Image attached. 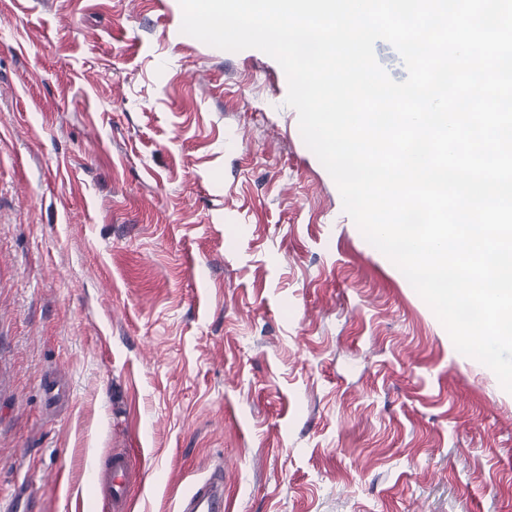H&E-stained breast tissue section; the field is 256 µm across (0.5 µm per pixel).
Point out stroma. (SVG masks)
Masks as SVG:
<instances>
[{
    "mask_svg": "<svg viewBox=\"0 0 512 512\" xmlns=\"http://www.w3.org/2000/svg\"><path fill=\"white\" fill-rule=\"evenodd\" d=\"M180 0H0V500L512 512V393L363 237L267 54ZM133 471L130 456L125 452H111L103 466L93 469L92 482L99 486L113 512H125ZM178 512H223L224 475L213 474L190 488L178 503Z\"/></svg>",
    "mask_w": 512,
    "mask_h": 512,
    "instance_id": "1",
    "label": "stroma"
}]
</instances>
